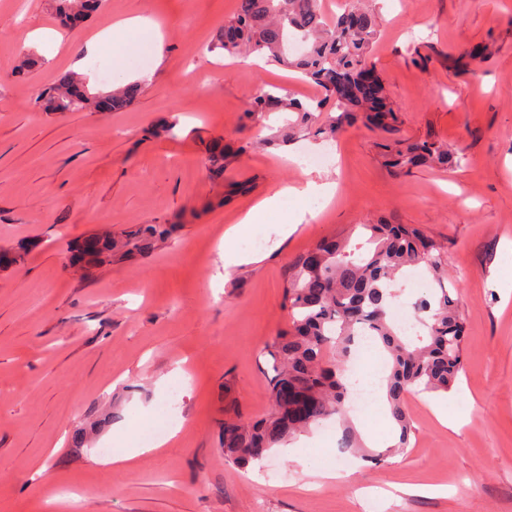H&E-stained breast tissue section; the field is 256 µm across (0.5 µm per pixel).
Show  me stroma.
<instances>
[{
	"label": "stroma",
	"instance_id": "stroma-1",
	"mask_svg": "<svg viewBox=\"0 0 512 512\" xmlns=\"http://www.w3.org/2000/svg\"><path fill=\"white\" fill-rule=\"evenodd\" d=\"M375 6L371 59L400 138L464 147L460 168L394 174L379 135L359 123L333 140L302 131L285 143L277 119H247L249 99L270 86L300 100L320 91L283 67L208 52L237 0H105L74 28L58 24L53 0H0V250L26 253L0 269V512H512V0ZM134 15L162 21L161 48L138 37L133 51L107 43L89 54L92 36ZM37 29L60 46L33 44ZM480 44L488 58L461 65ZM25 55L39 62L15 77ZM79 59L90 92L138 80L140 96L123 112H41L39 91ZM165 120L172 134L145 138ZM218 135L231 154L214 180L202 143ZM244 140L253 146L242 152ZM329 149L312 174L335 182V199L321 210L284 198L251 227L266 239L255 261L225 268V229L301 179L296 156ZM301 210L310 218L280 240L277 226ZM380 220L448 247L467 336L459 382L408 397L410 446L383 466L342 448L337 427L305 434L302 465L285 447L252 471L226 463L225 404L247 420L269 408L263 348L290 321L286 263ZM153 223L180 230L148 259L91 277L69 261L73 241ZM169 408L175 437L141 452L142 429ZM346 415L366 447L395 443L383 396L371 413ZM105 448L139 454L108 469L93 462Z\"/></svg>",
	"mask_w": 512,
	"mask_h": 512
}]
</instances>
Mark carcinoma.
Listing matches in <instances>:
<instances>
[{
	"label": "carcinoma",
	"instance_id": "carcinoma-1",
	"mask_svg": "<svg viewBox=\"0 0 512 512\" xmlns=\"http://www.w3.org/2000/svg\"><path fill=\"white\" fill-rule=\"evenodd\" d=\"M102 0H56L63 25L82 21L101 7ZM379 34L375 12L363 0H346L344 11L326 15L319 0H238L236 14L224 22L211 52L239 57L253 55L300 72L322 94L306 103L272 90L254 97L246 116L259 121L270 112L288 111V135L317 125L318 134L334 139L357 120L380 132L381 156L394 173L418 166L455 168L464 149H448L427 138L407 142L398 137L399 118L388 106L383 85L370 89L364 74L374 70L370 53ZM301 41L306 50L287 54L288 43ZM141 90L139 83H118L104 93L107 111L122 112ZM39 108L49 114L99 111L80 80L70 75L44 88ZM333 105L337 115L317 124L318 114ZM207 170L224 173L227 153L222 139L204 147ZM171 224H133L108 235L82 241L87 273L103 264L147 258L172 233ZM365 246L352 245L353 233ZM423 267L430 288L413 304L422 329L409 338L392 323V304L404 269ZM445 248L412 224H355L345 233L322 239L296 255L284 268V306L291 325L265 346L273 374L268 388V415L247 422L234 406L224 409L220 446L224 461L245 466L262 459L288 439L342 414L351 394L347 361L363 333L381 347L388 375L385 398L398 441L383 451L364 446L357 431L342 426L345 446L369 462L384 463L410 444L413 426L406 399L414 393L448 392L463 371L465 328L458 294L449 287Z\"/></svg>",
	"mask_w": 512,
	"mask_h": 512
}]
</instances>
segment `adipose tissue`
<instances>
[{"label": "adipose tissue", "instance_id": "1", "mask_svg": "<svg viewBox=\"0 0 512 512\" xmlns=\"http://www.w3.org/2000/svg\"><path fill=\"white\" fill-rule=\"evenodd\" d=\"M336 193V185L331 181H322L304 175L296 184L286 186L260 199L240 219L239 223L227 230L224 235V266L232 268L249 262L250 256L238 248V241L245 236L251 225L261 223L263 217L275 211L283 196L294 195L304 199H320L330 202Z\"/></svg>", "mask_w": 512, "mask_h": 512}]
</instances>
